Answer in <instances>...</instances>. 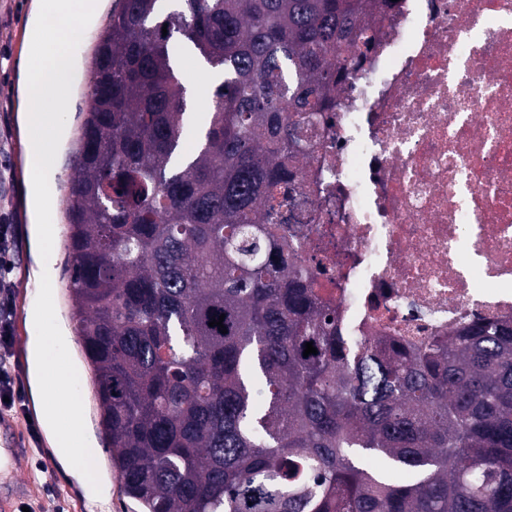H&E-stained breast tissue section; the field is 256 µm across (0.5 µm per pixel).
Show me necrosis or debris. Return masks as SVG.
I'll return each instance as SVG.
<instances>
[{
  "instance_id": "4bbe7bcc",
  "label": "necrosis or debris",
  "mask_w": 512,
  "mask_h": 512,
  "mask_svg": "<svg viewBox=\"0 0 512 512\" xmlns=\"http://www.w3.org/2000/svg\"><path fill=\"white\" fill-rule=\"evenodd\" d=\"M281 210L323 300L413 346L512 320V0H390Z\"/></svg>"
}]
</instances>
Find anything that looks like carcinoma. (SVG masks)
I'll list each match as a JSON object with an SVG mask.
<instances>
[{"label": "carcinoma", "mask_w": 512, "mask_h": 512, "mask_svg": "<svg viewBox=\"0 0 512 512\" xmlns=\"http://www.w3.org/2000/svg\"><path fill=\"white\" fill-rule=\"evenodd\" d=\"M374 10L119 0L95 50L71 292L120 489L143 512H512V321L408 348L350 336L282 227L304 132L329 119L347 49L371 51ZM179 47L216 75L209 112ZM222 314L225 334L209 326Z\"/></svg>", "instance_id": "carcinoma-1"}]
</instances>
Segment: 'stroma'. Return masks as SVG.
<instances>
[{"label":"stroma","mask_w":512,"mask_h":512,"mask_svg":"<svg viewBox=\"0 0 512 512\" xmlns=\"http://www.w3.org/2000/svg\"><path fill=\"white\" fill-rule=\"evenodd\" d=\"M34 0H0V34L6 38L5 51H0V210L8 211L16 224V248L12 272L14 288L13 353L14 370L21 381H28L27 337L29 335L25 311L37 299L39 286L31 277L34 266L28 232L27 184L25 170V149L19 124L20 72L26 54V35L19 25L20 15L32 12ZM107 17L91 21L83 33L77 52L84 66L74 80L77 91L73 108L66 117L69 139L60 157V169L51 186L58 199L53 219V230L57 240L53 252L57 258L58 284L55 289L56 308L63 320H70L72 299L68 288L69 267L72 257L67 249L68 224L65 218L69 180L73 172V161L78 148V130L87 109L85 93L90 85L91 68L89 61L93 49L104 33ZM70 356L81 374V396L83 407L88 414L90 433L93 439H100L99 404L96 398L94 376L84 360L78 340L69 343ZM35 445L37 451L15 465H0V478L7 480L16 476L30 479L33 501L45 502V484H52L54 497L64 512H86L90 501L87 493L66 465L60 463L50 446L45 429H38Z\"/></svg>","instance_id":"stroma-1"}]
</instances>
